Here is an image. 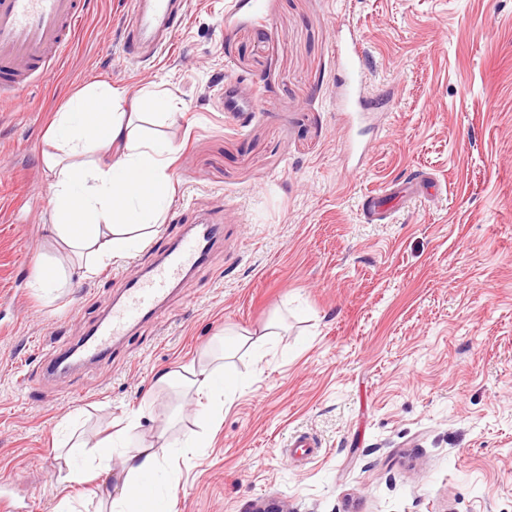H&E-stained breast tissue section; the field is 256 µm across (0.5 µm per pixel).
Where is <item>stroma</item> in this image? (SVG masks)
Listing matches in <instances>:
<instances>
[{"instance_id": "obj_1", "label": "stroma", "mask_w": 512, "mask_h": 512, "mask_svg": "<svg viewBox=\"0 0 512 512\" xmlns=\"http://www.w3.org/2000/svg\"><path fill=\"white\" fill-rule=\"evenodd\" d=\"M64 65L0 103V480L54 512L66 424L124 448L170 446L167 512H512V0H187L171 44L130 59L126 0H96ZM361 35L372 148L344 153L336 30ZM176 98L179 146L159 233L122 265L42 296L51 253L42 154L55 112L93 82ZM235 84L250 112H224ZM408 188L387 218L367 195ZM224 243L110 358L62 376L53 340L80 342L128 278L186 225ZM287 329L194 452L193 396L156 383L219 349L225 330ZM142 411L137 428L128 415ZM165 436H158V429ZM313 452L291 458V435Z\"/></svg>"}]
</instances>
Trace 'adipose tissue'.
<instances>
[{"mask_svg": "<svg viewBox=\"0 0 512 512\" xmlns=\"http://www.w3.org/2000/svg\"><path fill=\"white\" fill-rule=\"evenodd\" d=\"M123 102L122 92L94 84L76 93L49 125L54 150L44 153L43 160L51 175L49 219L56 252L43 255L40 265L47 274L36 280L37 288L52 290L65 281L66 254L85 278L124 263L151 241L164 217L177 148L162 132L146 134L143 113L125 111ZM276 333L273 322L259 333L231 332L224 339V360L203 356L187 370L162 374L159 382L185 387L201 399L221 398L225 359L255 350ZM162 470L149 449L125 452L122 487L105 512H156L141 481Z\"/></svg>", "mask_w": 512, "mask_h": 512, "instance_id": "obj_1", "label": "adipose tissue"}]
</instances>
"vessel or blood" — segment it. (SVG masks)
I'll list each match as a JSON object with an SVG mask.
<instances>
[{
	"label": "vessel or blood",
	"instance_id": "b4317fda",
	"mask_svg": "<svg viewBox=\"0 0 512 512\" xmlns=\"http://www.w3.org/2000/svg\"><path fill=\"white\" fill-rule=\"evenodd\" d=\"M90 4L91 0H0V101L22 104L29 89L59 67ZM157 22L163 30L153 48L159 51L183 23L178 0H130L123 21L127 55L136 60L143 58L142 37ZM337 47L346 124L344 140L349 152L354 153L360 148L354 130L368 110L364 61L354 29L340 28ZM223 238V225H192L177 245L162 251L145 274L129 282L123 299L112 306L80 345H60L50 353L46 375L60 373L66 355L76 356L81 364L108 358L132 328L156 314L174 285Z\"/></svg>",
	"mask_w": 512,
	"mask_h": 512
}]
</instances>
